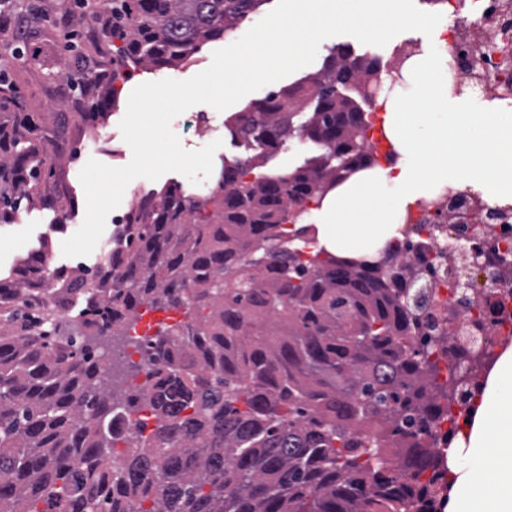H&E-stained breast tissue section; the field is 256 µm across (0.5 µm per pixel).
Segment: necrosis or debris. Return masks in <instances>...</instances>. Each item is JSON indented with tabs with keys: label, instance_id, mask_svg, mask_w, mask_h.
<instances>
[{
	"label": "necrosis or debris",
	"instance_id": "1",
	"mask_svg": "<svg viewBox=\"0 0 512 512\" xmlns=\"http://www.w3.org/2000/svg\"><path fill=\"white\" fill-rule=\"evenodd\" d=\"M447 23L441 29L442 72L456 98H477L496 109L512 108V0H434ZM462 245L479 251L468 270V289L456 288L448 250ZM389 273L410 267L412 310L423 317L422 335L449 334L443 363L460 365L474 351L494 359L512 338V200L455 182L407 211L393 250L379 252ZM498 303L491 318H480V301Z\"/></svg>",
	"mask_w": 512,
	"mask_h": 512
}]
</instances>
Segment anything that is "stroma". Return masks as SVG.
Listing matches in <instances>:
<instances>
[{
  "instance_id": "1",
  "label": "stroma",
  "mask_w": 512,
  "mask_h": 512,
  "mask_svg": "<svg viewBox=\"0 0 512 512\" xmlns=\"http://www.w3.org/2000/svg\"><path fill=\"white\" fill-rule=\"evenodd\" d=\"M22 45L35 53L40 64L36 67L8 66L7 73L16 92L24 98L29 112L44 131V149L52 162L54 175L43 181L41 190L48 199L47 206L21 211L17 223L0 224V278L14 275L16 270L43 248H50L54 263L59 267L77 265L94 266L99 262L98 253L77 258L62 253V242L76 232L85 217V193L79 181V172L89 159H96L112 167L127 165L132 152L124 141L119 123L127 109L133 89L145 82L164 78L185 80L207 69L216 49L227 46V39L204 45L199 53L185 65L160 70L136 69L130 76L116 80L117 100L108 112L90 115L89 102H82L79 111H50L47 95L70 98L74 89L69 81L55 78L62 60L69 56L64 48L61 30L43 26L41 34L23 37ZM265 90L250 93L232 105L230 110L216 111L206 104L196 110L208 114L211 125L194 132L185 129L181 120H173L172 129L182 146L188 150L199 149L214 140L223 145L214 154V171H221L222 161L243 160L254 155V147L233 139L224 122L230 113L243 111L250 102L264 98Z\"/></svg>"
}]
</instances>
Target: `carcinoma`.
<instances>
[{"label":"carcinoma","instance_id":"carcinoma-1","mask_svg":"<svg viewBox=\"0 0 512 512\" xmlns=\"http://www.w3.org/2000/svg\"><path fill=\"white\" fill-rule=\"evenodd\" d=\"M263 2L57 0L50 18L35 0L11 7L37 24L65 17L64 35L112 12L115 76L180 66ZM378 68L334 48L315 74L229 117L260 153L224 162L204 195L172 183L130 208L112 268L60 271L48 300L0 279V512H439L448 454L418 433L447 423L453 440L461 375L441 385L439 359L413 344L402 276L322 249L306 259L282 228L304 215L291 205L377 165L360 78ZM98 85L94 67L80 71L81 93ZM278 133L310 156L255 173ZM41 140L20 97L0 104V224L46 202ZM148 309L182 320L141 345L137 369L155 377L145 437L147 423L123 417L137 398L115 392L98 340L129 335Z\"/></svg>","mask_w":512,"mask_h":512}]
</instances>
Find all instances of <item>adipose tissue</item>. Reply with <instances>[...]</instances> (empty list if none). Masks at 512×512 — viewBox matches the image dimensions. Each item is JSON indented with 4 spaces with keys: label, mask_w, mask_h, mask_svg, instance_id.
Here are the masks:
<instances>
[{
    "label": "adipose tissue",
    "mask_w": 512,
    "mask_h": 512,
    "mask_svg": "<svg viewBox=\"0 0 512 512\" xmlns=\"http://www.w3.org/2000/svg\"><path fill=\"white\" fill-rule=\"evenodd\" d=\"M384 127L398 155L332 189L316 213L319 246L332 254H370L393 237L409 203L430 186L468 172L494 188L512 186V113L448 107L438 56L416 58ZM468 468L454 484L448 512H512V348L496 359L476 401Z\"/></svg>",
    "instance_id": "ef3b65f1"
}]
</instances>
